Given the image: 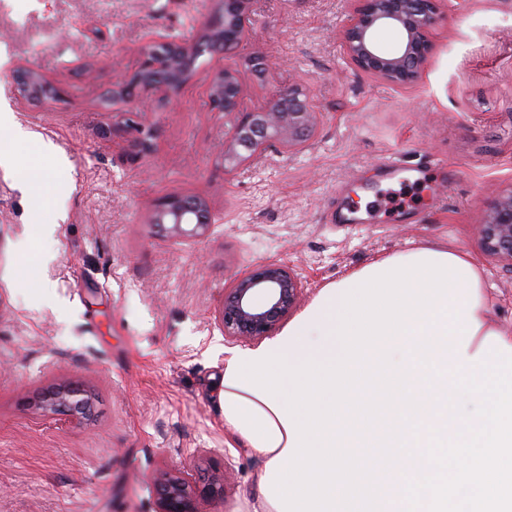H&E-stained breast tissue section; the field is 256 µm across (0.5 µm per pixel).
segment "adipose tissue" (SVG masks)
Wrapping results in <instances>:
<instances>
[{
    "label": "adipose tissue",
    "mask_w": 512,
    "mask_h": 512,
    "mask_svg": "<svg viewBox=\"0 0 512 512\" xmlns=\"http://www.w3.org/2000/svg\"><path fill=\"white\" fill-rule=\"evenodd\" d=\"M340 285L327 283L320 288L312 301L275 336L263 341V348L288 356L292 365L300 364L305 357L324 359L339 353V346L325 341L324 335L337 325L336 311L340 307ZM474 300L475 308L463 312L464 301ZM444 305L460 309L458 322L440 318L434 329L432 343L435 347L432 361L443 369L444 375L435 389H425L423 384H412L411 391L416 400L422 401L419 419L424 426L419 430V445L427 447L429 428H446L448 434H455V426L449 425L445 390L451 389V368L463 364L483 347L488 334H496L512 347V328L497 325L491 319L488 292L485 283L469 287L467 281H460L448 289ZM222 402L224 407V431L228 447L243 446L264 462L284 456L288 447V426L279 412L273 411L265 398L256 397L248 384L233 385L224 381Z\"/></svg>",
    "instance_id": "1"
}]
</instances>
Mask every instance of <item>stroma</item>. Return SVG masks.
<instances>
[{"label":"stroma","mask_w":512,"mask_h":512,"mask_svg":"<svg viewBox=\"0 0 512 512\" xmlns=\"http://www.w3.org/2000/svg\"><path fill=\"white\" fill-rule=\"evenodd\" d=\"M211 0H0V72L30 62L60 89L32 106L0 82L18 167H0V512H156L154 485L209 451L223 512H250L264 463L227 448L228 343L214 323L236 275L292 267L313 299L326 283L399 250L467 251L491 314L512 325V271L474 227L512 188V0H443L421 77L397 87L354 67L342 29L355 0H255L248 50L201 59L170 103H145L139 130L111 133L100 101L136 71L138 46L194 36ZM265 56L255 79L247 53ZM237 68L241 109L295 85L319 113L314 138L237 172L217 151L231 129L207 85ZM152 146L137 152L133 142ZM394 156L399 171L382 169ZM42 172L33 194L21 171ZM172 193L208 200L214 222L172 242L149 222ZM69 381L93 395L82 422L38 398Z\"/></svg>","instance_id":"stroma-1"}]
</instances>
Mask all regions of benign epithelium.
Segmentation results:
<instances>
[{
	"instance_id": "7a95c632",
	"label": "benign epithelium",
	"mask_w": 512,
	"mask_h": 512,
	"mask_svg": "<svg viewBox=\"0 0 512 512\" xmlns=\"http://www.w3.org/2000/svg\"><path fill=\"white\" fill-rule=\"evenodd\" d=\"M216 7L203 31L191 39L149 40L139 46L140 68L119 76L102 96L105 111L117 121L112 132L132 126L128 114L140 111L147 96L157 102L177 93L195 74L200 44L212 54H227L247 45L254 0H214ZM358 6L343 30L346 54L359 70L395 85L415 83L425 69L433 44L431 30L441 19L443 0H357ZM394 27L404 41L393 54L378 49L374 32ZM3 79L20 100L44 104L59 97L57 85L37 67L18 63ZM242 84L238 71L223 66L210 75L207 96L210 110L234 118L224 138L220 159L230 173L271 147L298 150L314 135L318 124L312 99L297 85L276 94L259 111L238 110ZM213 222L208 202L197 195L174 193L154 204L149 223L174 241L202 237ZM477 234L484 251L512 268V188L503 193L487 213ZM301 279L289 266L268 261L236 277L217 310L216 320L224 337L240 343L260 341L273 334L296 309L303 296ZM73 387L56 385L41 405L43 412H77L68 409ZM157 512H207L206 506L224 500V472L211 467L175 469L156 485Z\"/></svg>"
}]
</instances>
